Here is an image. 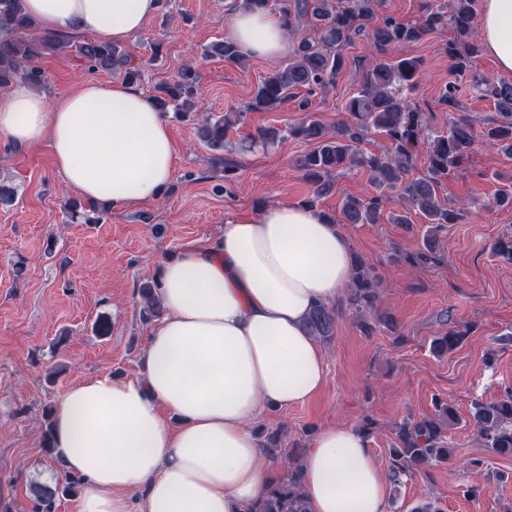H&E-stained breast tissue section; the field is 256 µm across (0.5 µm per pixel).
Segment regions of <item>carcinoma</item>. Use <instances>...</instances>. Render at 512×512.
<instances>
[{
  "label": "carcinoma",
  "mask_w": 512,
  "mask_h": 512,
  "mask_svg": "<svg viewBox=\"0 0 512 512\" xmlns=\"http://www.w3.org/2000/svg\"><path fill=\"white\" fill-rule=\"evenodd\" d=\"M279 12L287 26H305L308 34L291 49L288 64L265 77L248 105L253 111H273L295 101V109L304 116L288 127V136L310 145L296 161L305 179L315 187L314 197L305 204L315 206V198L329 189L330 176L339 169H363L381 190L396 193L397 198L418 209L429 224L420 251L410 258L414 264L436 258L438 232L447 224H458L463 209L440 204L437 186L440 179L454 173L469 157L475 142L474 127L464 115L448 121V132L430 135L423 112L403 97L418 84L420 62L414 58L397 61L381 58L388 47L414 43L445 28L453 32L448 41L450 69L456 76L448 83L442 101L459 106V82L465 80L479 87L494 101L500 120L487 123L484 137L507 157L512 158V81H489L471 70L473 59L482 51L474 18L476 0H439L435 9L415 23H404L393 17H376V0H277ZM368 32L370 65L362 73L357 88L347 101L346 111L354 123L339 124L334 132L314 117L309 96L336 82L344 70V48L353 38ZM70 43L58 35L42 30L25 12L23 0H0V87L22 80L36 88L47 82L37 59L46 52H60ZM75 53L93 70L121 72L129 83L140 78L138 68L131 66L129 54L121 47L86 40L75 46ZM204 56H219L228 62L242 63L243 56L230 40L211 44ZM197 83L194 68L188 66L178 79L159 87L155 99L163 112L171 109L188 112L193 102L188 95ZM240 112H227L215 121L205 120L200 137L215 149L224 148L228 129L239 121ZM373 127L387 141L379 151L366 152L360 146V132ZM425 150L426 173L412 176L414 160ZM382 199L345 198L342 212L350 224H375L381 217ZM105 207H85L72 200L68 211L73 219L86 224L99 220L95 213ZM381 282L374 269L358 257L349 283L346 301L359 318V327L367 335L373 332L370 317L377 313ZM142 317L157 320L163 315L159 285L144 284L139 288ZM308 333L319 341L335 335L336 308L319 305L306 320ZM464 340V334L450 329L432 341L438 355L452 352ZM434 414L417 420H405L394 429V446L390 448L388 478L393 491L403 479L423 473L435 462L451 458L448 428L460 422L454 404L434 400ZM473 424L483 445L501 456H512V391L495 402L474 405ZM263 450L273 461L283 463V475L265 493L254 512H308L301 493L299 458L287 448L286 435L272 432L264 439ZM82 487L80 477L67 473L52 487L31 485L37 501V512H56L57 499L77 495Z\"/></svg>",
  "instance_id": "obj_1"
}]
</instances>
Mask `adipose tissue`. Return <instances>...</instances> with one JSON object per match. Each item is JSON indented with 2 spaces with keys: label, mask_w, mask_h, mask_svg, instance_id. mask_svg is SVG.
<instances>
[{
  "label": "adipose tissue",
  "mask_w": 512,
  "mask_h": 512,
  "mask_svg": "<svg viewBox=\"0 0 512 512\" xmlns=\"http://www.w3.org/2000/svg\"><path fill=\"white\" fill-rule=\"evenodd\" d=\"M44 29L91 31L119 44L139 33L159 0H24ZM278 12L231 17L229 37L247 57L287 48ZM480 37L512 75V0H482ZM0 136L48 142L67 186L123 209L158 199L175 152L150 96L125 83L88 81L57 98L25 83L0 96ZM354 253L325 213L277 204L231 214L204 247L181 251L158 274L164 315L135 375L82 380L53 416L54 457L86 489L74 512H252L281 476L256 423L302 405L324 387L323 351L305 328L335 301ZM309 512H387V484L357 428L317 430L301 459Z\"/></svg>",
  "instance_id": "adipose-tissue-1"
}]
</instances>
